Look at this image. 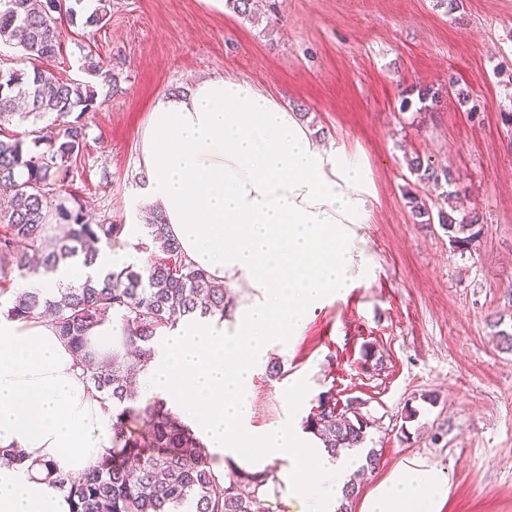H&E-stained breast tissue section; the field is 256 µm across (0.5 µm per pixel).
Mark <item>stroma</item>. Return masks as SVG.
Masks as SVG:
<instances>
[{
  "label": "stroma",
  "instance_id": "stroma-1",
  "mask_svg": "<svg viewBox=\"0 0 512 512\" xmlns=\"http://www.w3.org/2000/svg\"><path fill=\"white\" fill-rule=\"evenodd\" d=\"M63 30L51 66L96 97L66 191L92 221L122 225L113 270L147 259L134 249L146 230L131 217L160 95L245 79L319 142L362 157L372 194L353 232L367 273L270 352L282 374L257 369L250 423L308 414L332 393L368 421L365 445L380 455L361 494L417 458L448 480L442 512H512V350L496 335L512 332V0H264L253 20L226 0H112L103 27ZM90 50L109 76L85 73ZM452 80L468 102L453 95L423 110L418 89ZM415 155L451 173L457 213L481 217L472 249L414 219L410 196L434 214L444 205L440 187L409 172Z\"/></svg>",
  "mask_w": 512,
  "mask_h": 512
}]
</instances>
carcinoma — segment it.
Listing matches in <instances>:
<instances>
[{"label": "carcinoma", "instance_id": "obj_1", "mask_svg": "<svg viewBox=\"0 0 512 512\" xmlns=\"http://www.w3.org/2000/svg\"><path fill=\"white\" fill-rule=\"evenodd\" d=\"M85 27L102 26L111 13V0H97ZM60 0H0V43L21 49L32 70L0 74V126L31 122L33 143L46 149L33 153L18 138H0V195L8 205L0 208V269L12 266L31 271L39 265L48 275L71 259L85 266L96 262V244L118 243L121 224H92L81 208L61 193L73 176V163L85 146L81 113L94 107L89 85L58 77L49 62L63 43V19L74 23L77 11ZM418 98L433 109L443 100L442 91L423 87ZM80 114L73 115L75 110ZM54 115L52 130L45 133L38 122ZM410 171L421 180L451 181L439 175L418 156L408 159ZM54 214L65 227L61 236L46 234V220ZM440 224L460 250L473 246L481 235L480 217L439 212ZM147 241L136 244L141 252L159 253L140 270L126 266L88 277L77 288H64L53 296L37 289L17 292L3 314L10 318L52 316L59 336L79 357L87 381L102 400L112 403V448L86 472L73 477L62 471L52 479L67 492L72 512H268L273 470L250 471L230 465L215 474L205 445L180 416L158 399L141 409L131 406L137 372L155 353L154 344L165 330L180 321L218 315L226 317L234 300L224 284L211 279L202 268L185 263L179 242L158 216L147 225ZM112 316L120 323L112 354L99 359L89 349V331ZM336 398L322 394L305 419L309 430L332 454L361 448L368 422L356 410H336ZM141 421L144 432L129 430Z\"/></svg>", "mask_w": 512, "mask_h": 512}]
</instances>
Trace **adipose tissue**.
Here are the masks:
<instances>
[{
  "instance_id": "obj_1",
  "label": "adipose tissue",
  "mask_w": 512,
  "mask_h": 512,
  "mask_svg": "<svg viewBox=\"0 0 512 512\" xmlns=\"http://www.w3.org/2000/svg\"><path fill=\"white\" fill-rule=\"evenodd\" d=\"M139 150L147 203L186 262L252 292L235 332L214 316L163 336L141 391L172 407L208 451L253 471L278 466L290 512H337L353 456L328 453L297 413L261 430L249 414L272 345L352 279L351 227L364 223L370 193L362 159L324 148L278 99L223 76L159 96ZM111 267L103 249L94 266L75 261L12 284L51 295ZM111 417L50 321L0 315V447L27 456L0 464V512H71L47 467L82 474L111 448ZM448 492L436 467L406 458L360 512H442Z\"/></svg>"
}]
</instances>
